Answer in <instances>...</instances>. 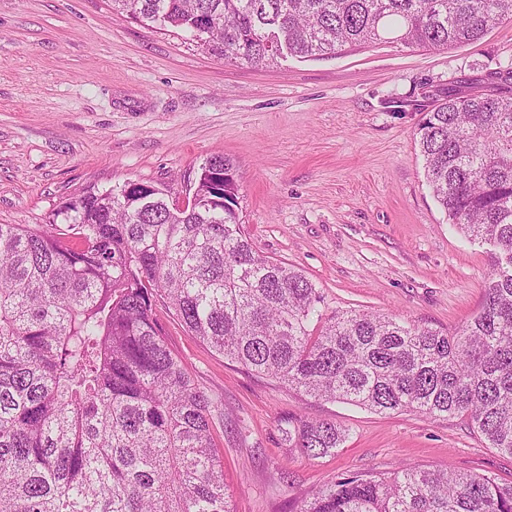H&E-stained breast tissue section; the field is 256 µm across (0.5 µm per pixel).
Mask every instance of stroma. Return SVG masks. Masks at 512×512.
Segmentation results:
<instances>
[{
    "instance_id": "stroma-1",
    "label": "stroma",
    "mask_w": 512,
    "mask_h": 512,
    "mask_svg": "<svg viewBox=\"0 0 512 512\" xmlns=\"http://www.w3.org/2000/svg\"><path fill=\"white\" fill-rule=\"evenodd\" d=\"M512 69V21L444 50L379 43L319 59L232 65L189 33L146 28L112 0H0V224H45L95 186L191 196L229 157L255 252L303 271L331 310L458 332L484 302L491 247L449 225L417 133L449 89ZM169 347L213 400L231 512H296L340 475L403 466L512 483V457L464 419L377 413L285 389L216 354L166 310ZM349 430L319 459L288 447L294 415Z\"/></svg>"
}]
</instances>
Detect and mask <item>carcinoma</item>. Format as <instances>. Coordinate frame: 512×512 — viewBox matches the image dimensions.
Here are the masks:
<instances>
[{"instance_id":"1","label":"carcinoma","mask_w":512,"mask_h":512,"mask_svg":"<svg viewBox=\"0 0 512 512\" xmlns=\"http://www.w3.org/2000/svg\"><path fill=\"white\" fill-rule=\"evenodd\" d=\"M229 63L269 65L387 40L448 49L512 20V0H112ZM434 197L495 247L478 314L455 334L322 309L301 271L255 251L234 163L163 190L89 187L46 224H0V512H230L211 400L168 347L161 305L217 354L288 388L375 412L459 416L512 457V94L448 93L418 140ZM224 173L218 195L212 175ZM309 458L347 432L295 415ZM297 512H512V483L417 470L338 476Z\"/></svg>"}]
</instances>
